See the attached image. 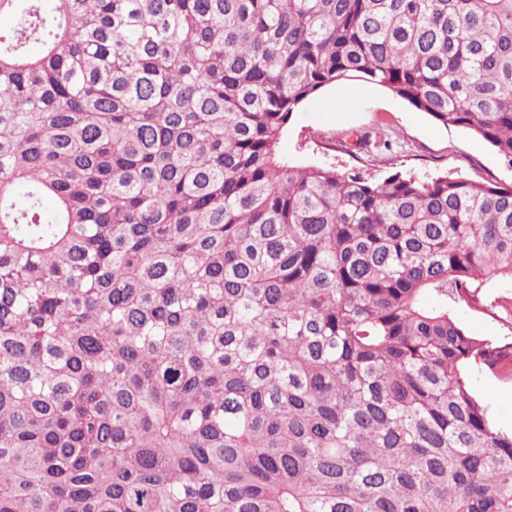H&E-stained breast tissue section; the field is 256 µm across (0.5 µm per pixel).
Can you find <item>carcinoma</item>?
<instances>
[{
  "label": "carcinoma",
  "mask_w": 512,
  "mask_h": 512,
  "mask_svg": "<svg viewBox=\"0 0 512 512\" xmlns=\"http://www.w3.org/2000/svg\"><path fill=\"white\" fill-rule=\"evenodd\" d=\"M2 15L0 512H512V186L278 152L360 77L512 168V0ZM452 314L464 328L475 336L493 341H502L508 337L510 341V336H505L509 332L507 326L489 310L482 308L480 304L459 302L452 307ZM475 394L488 406L493 422L500 428H512V378L484 365L470 370Z\"/></svg>",
  "instance_id": "cac0c4a2"
}]
</instances>
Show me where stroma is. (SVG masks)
I'll use <instances>...</instances> for the list:
<instances>
[{
	"label": "stroma",
	"instance_id": "1",
	"mask_svg": "<svg viewBox=\"0 0 512 512\" xmlns=\"http://www.w3.org/2000/svg\"><path fill=\"white\" fill-rule=\"evenodd\" d=\"M372 133L390 140L391 149L366 154L345 151L343 141ZM280 153L305 163H333L375 176L395 170L415 174L445 171L479 183L512 185V169L493 148L462 128L443 126L383 87L359 79L325 88L294 115ZM455 319L472 334L504 340L508 328L477 303L453 306ZM475 394L489 407L493 422L512 428V378L478 365L471 369Z\"/></svg>",
	"mask_w": 512,
	"mask_h": 512
}]
</instances>
